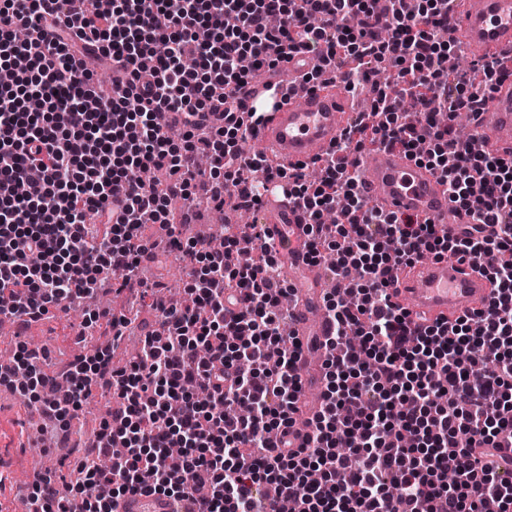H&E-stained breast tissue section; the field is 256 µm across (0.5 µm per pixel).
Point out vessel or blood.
Here are the masks:
<instances>
[{
	"instance_id": "obj_1",
	"label": "vessel or blood",
	"mask_w": 512,
	"mask_h": 512,
	"mask_svg": "<svg viewBox=\"0 0 512 512\" xmlns=\"http://www.w3.org/2000/svg\"><path fill=\"white\" fill-rule=\"evenodd\" d=\"M448 33L462 41L475 57L493 54L512 56V0H462L452 14ZM268 119L254 138L287 162H308L321 156L339 139L349 103L342 81L325 88L267 94ZM477 124L488 147L502 156L512 154V81L492 92ZM360 179L374 203L387 213L416 215L434 224H444L449 234L458 225L449 223L451 203L444 186L428 169L418 166L396 149H376L364 159ZM294 199L267 195L256 212L268 237L280 241L278 262L287 278L298 272L309 275L302 291L293 296L290 324L302 343L298 376L302 389L300 410L288 428L292 447L304 441L307 422L321 408L324 395L325 341L331 327L320 307L327 293L318 266L310 263L307 227ZM389 291L413 315L433 320L456 317L475 309L488 308L492 301L490 283L469 263L432 259L416 264L409 272L397 273ZM115 512H171L170 501L161 495L130 493L116 501Z\"/></svg>"
}]
</instances>
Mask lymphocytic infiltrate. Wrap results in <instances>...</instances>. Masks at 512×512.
I'll list each match as a JSON object with an SVG mask.
<instances>
[{"instance_id":"f902f5d3","label":"lymphocytic infiltrate","mask_w":512,"mask_h":512,"mask_svg":"<svg viewBox=\"0 0 512 512\" xmlns=\"http://www.w3.org/2000/svg\"><path fill=\"white\" fill-rule=\"evenodd\" d=\"M455 0H0V295L11 314L43 319L89 298L116 272L130 285L155 260L145 226L165 231L189 261L176 306L154 298L158 327L138 359L108 370L79 359L61 395L19 346L8 364L19 394L64 432L104 373L121 403L103 420L96 456L60 494L33 485L29 512H104L129 492L160 493L173 512H267L268 497L301 512H512V156L477 154L455 135L476 114L512 58L483 62L485 80L450 69L460 54L440 39ZM50 16L67 38L13 33ZM315 53L304 79L339 75L348 90L387 82L326 157L291 167L243 145L264 120L244 97L281 57ZM109 59V86L84 60ZM414 100L413 113L393 102ZM374 148L410 155L441 179L457 213L476 215L459 235L411 215L371 208L359 165ZM215 209L256 210L269 184L293 196L309 226L314 264L335 279L324 298L334 326L325 400L305 444L290 447L301 343L287 335L277 250L247 224L217 252L183 238L171 199L196 200L195 164ZM161 176L159 189L130 177ZM335 211L333 223L325 212ZM468 261L495 285L488 309L416 324L388 285L424 254ZM183 451L179 468L165 452Z\"/></svg>"}]
</instances>
